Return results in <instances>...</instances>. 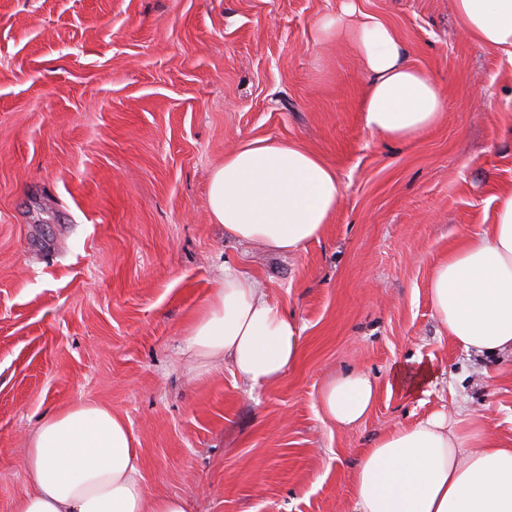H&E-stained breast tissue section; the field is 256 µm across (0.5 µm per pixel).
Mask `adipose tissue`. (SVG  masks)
Masks as SVG:
<instances>
[{
	"label": "adipose tissue",
	"instance_id": "1",
	"mask_svg": "<svg viewBox=\"0 0 512 512\" xmlns=\"http://www.w3.org/2000/svg\"><path fill=\"white\" fill-rule=\"evenodd\" d=\"M454 8L473 39L512 55V0H454ZM315 39L358 51L370 76L362 112L372 133L408 141L438 123L439 85L406 62L394 30L356 0L323 17ZM342 195L319 155L264 138L225 154L211 173L208 204L229 237L296 253L324 234ZM495 200L494 222L440 260L430 281L440 326L476 354L512 352V188ZM184 342L192 358L231 366L255 386L277 381L295 362L300 332L258 279L226 267ZM375 396L370 375L352 370L324 385L320 407L347 428L368 416ZM134 442L121 416L90 401L45 413L24 457L30 490L14 512H185L182 498L149 492ZM352 485L353 512H512V447L470 416L439 412L378 436L362 451Z\"/></svg>",
	"mask_w": 512,
	"mask_h": 512
}]
</instances>
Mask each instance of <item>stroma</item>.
Wrapping results in <instances>:
<instances>
[{
    "label": "stroma",
    "mask_w": 512,
    "mask_h": 512,
    "mask_svg": "<svg viewBox=\"0 0 512 512\" xmlns=\"http://www.w3.org/2000/svg\"><path fill=\"white\" fill-rule=\"evenodd\" d=\"M357 2L443 92L413 140L365 127L356 49L315 41L341 0H0V512L27 490L40 416L78 399L124 417L148 490L187 512H352L362 449L441 410L512 441V354L465 352L429 295L435 262L512 185V57L453 0ZM261 138L317 153L343 187L295 254L210 221L212 169ZM224 265L301 329L274 383L187 365L184 332ZM418 364L435 373L423 391L392 387ZM351 369L378 391L341 429L319 394Z\"/></svg>",
    "instance_id": "obj_1"
}]
</instances>
